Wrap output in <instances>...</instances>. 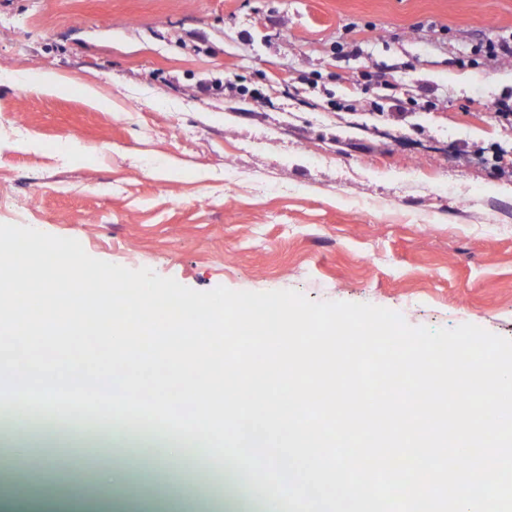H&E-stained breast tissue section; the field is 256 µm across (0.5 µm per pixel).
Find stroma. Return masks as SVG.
<instances>
[{
	"label": "stroma",
	"instance_id": "stroma-1",
	"mask_svg": "<svg viewBox=\"0 0 512 512\" xmlns=\"http://www.w3.org/2000/svg\"><path fill=\"white\" fill-rule=\"evenodd\" d=\"M493 33H512V0H0V224L196 291L295 290L512 338V173L494 168L512 128L491 112L512 61L471 52ZM351 41L362 55L339 58ZM378 67L433 108L400 131L352 119ZM302 73L324 87L310 105L291 95ZM236 76L250 95L220 90ZM110 425L122 445L74 457L69 499L45 487L72 439L0 426V444L28 445L0 464L43 490L9 512H118L99 473L163 430ZM219 456L200 442L181 483L223 488ZM168 469L153 459L125 512H164Z\"/></svg>",
	"mask_w": 512,
	"mask_h": 512
}]
</instances>
